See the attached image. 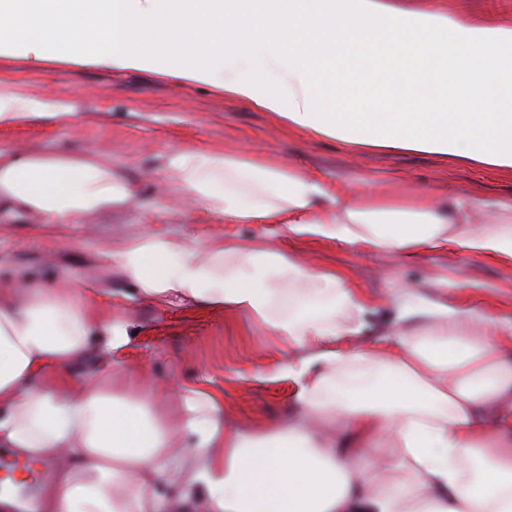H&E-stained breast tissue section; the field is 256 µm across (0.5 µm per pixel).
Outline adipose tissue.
<instances>
[{"mask_svg": "<svg viewBox=\"0 0 512 512\" xmlns=\"http://www.w3.org/2000/svg\"><path fill=\"white\" fill-rule=\"evenodd\" d=\"M0 57L205 85L355 152L512 171V23L397 0H0ZM70 120L71 102L0 86V127ZM163 192L228 224L392 257L455 248L512 264V209L331 192L305 170L185 148ZM96 155L0 150V210L60 236L125 207ZM98 261L157 305L249 315L299 356L288 417L227 425L224 397L140 375L119 356L108 285L0 281V449L50 462L42 512H512V316L401 286L386 344L352 346L375 311L353 269L261 241L136 233ZM95 381L77 370L91 353ZM177 488L162 499L160 486Z\"/></svg>", "mask_w": 512, "mask_h": 512, "instance_id": "ef3b65f1", "label": "adipose tissue"}]
</instances>
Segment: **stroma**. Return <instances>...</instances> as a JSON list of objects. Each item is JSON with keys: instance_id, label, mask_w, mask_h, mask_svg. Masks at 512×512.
<instances>
[{"instance_id": "35a3bbf8", "label": "stroma", "mask_w": 512, "mask_h": 512, "mask_svg": "<svg viewBox=\"0 0 512 512\" xmlns=\"http://www.w3.org/2000/svg\"><path fill=\"white\" fill-rule=\"evenodd\" d=\"M445 2L464 18L512 20V0H416L431 7ZM0 79L36 97L72 102L68 122L40 118L0 130V149L37 153L95 152L113 170L125 173L136 193L122 211L93 217L96 229L70 226L66 237L42 235L39 215L0 213V271L27 267L44 279L79 285L111 282L98 265V252L132 229L165 232L174 228L198 237L261 238L277 242V224H227L211 218L202 205L162 194L166 156L183 148L221 149L231 155H259L278 165L296 164L333 190L372 188L413 198L434 188L449 202L465 197L512 207V172L474 162L404 152L352 154L331 139L311 138L288 129L267 112L228 102L206 86L185 87L143 72L58 63L33 64L0 58ZM304 248L313 263L354 268L358 285L370 296H387L399 284L423 292L448 283V300L512 313V267L489 257L457 250L428 252L402 261L336 241L308 237ZM121 307L130 322L123 358L137 371L182 386L223 392L234 413L263 423L284 416L292 383L279 372L291 349L262 337L244 317L220 310L159 307L132 296Z\"/></svg>"}]
</instances>
